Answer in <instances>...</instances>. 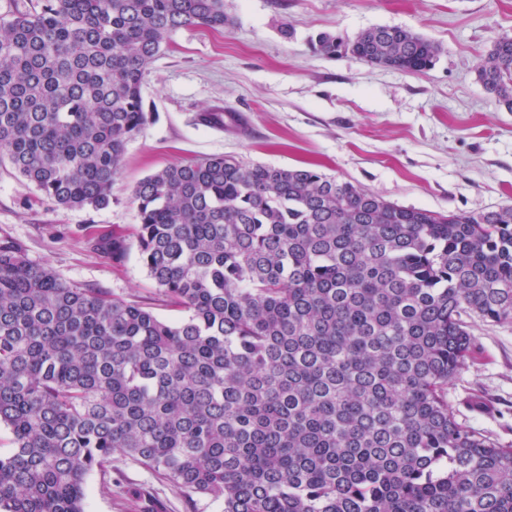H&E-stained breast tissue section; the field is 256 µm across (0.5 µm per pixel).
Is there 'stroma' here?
I'll return each instance as SVG.
<instances>
[{
  "instance_id": "35a3bbf8",
  "label": "stroma",
  "mask_w": 512,
  "mask_h": 512,
  "mask_svg": "<svg viewBox=\"0 0 512 512\" xmlns=\"http://www.w3.org/2000/svg\"><path fill=\"white\" fill-rule=\"evenodd\" d=\"M221 30L172 33L145 76L156 117L128 143L105 209L57 206L9 164L0 165V245L19 249L79 288H99L158 317L172 307L148 277L136 246L124 261L93 247L104 233L131 234L133 191L154 171L210 155L247 163L312 167L404 207L479 214L512 205V112L476 80L495 32L512 33V0H224ZM376 26L438 42L435 67L408 73L352 56L316 53L318 35L354 38ZM233 112L242 128L201 124ZM475 353L448 383L457 421L512 444V324L471 319ZM490 400L485 412L472 408ZM84 512H222L187 499L117 454L85 483Z\"/></svg>"
}]
</instances>
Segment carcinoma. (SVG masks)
Here are the masks:
<instances>
[{
  "mask_svg": "<svg viewBox=\"0 0 512 512\" xmlns=\"http://www.w3.org/2000/svg\"><path fill=\"white\" fill-rule=\"evenodd\" d=\"M224 0H35L0 14V163L104 209L151 118L147 67ZM315 49L405 72L437 42L376 26ZM476 80L512 112V33ZM140 261L175 321L0 246V512H84L120 453L224 512H512V446L457 422L466 318L512 323V206H399L309 168L213 155L133 191ZM96 247L122 260L128 243Z\"/></svg>",
  "mask_w": 512,
  "mask_h": 512,
  "instance_id": "1",
  "label": "carcinoma"
}]
</instances>
